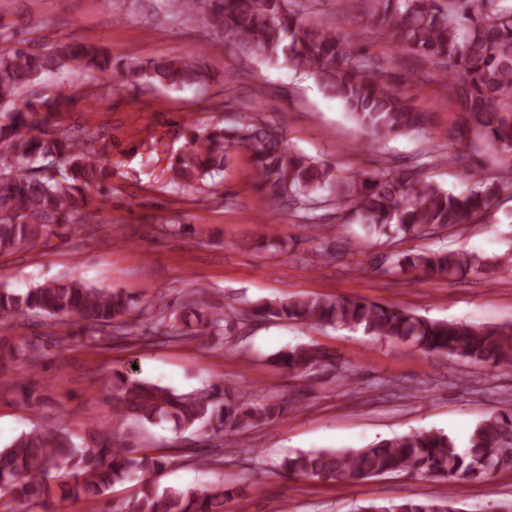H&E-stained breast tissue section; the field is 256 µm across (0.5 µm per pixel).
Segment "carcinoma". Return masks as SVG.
<instances>
[{"instance_id":"carcinoma-1","label":"carcinoma","mask_w":512,"mask_h":512,"mask_svg":"<svg viewBox=\"0 0 512 512\" xmlns=\"http://www.w3.org/2000/svg\"><path fill=\"white\" fill-rule=\"evenodd\" d=\"M363 14L399 53L412 52L443 67L446 100L463 117L454 128L443 160L471 156L479 141L504 165L501 176L486 179L480 165L473 186L455 194L422 180L415 171L388 165L346 180L308 156L286 148L279 131L259 124L215 126L193 134L167 165L170 183L195 187L224 169L236 149L247 151L256 165L257 184L280 199L309 207L326 190L336 207L349 211L373 233L424 235L454 227L482 214L503 192L512 190V0H359ZM170 5L256 58L283 62L315 77L323 89L341 100L362 127L367 140L420 131L427 111L408 94L409 80L353 45L342 33L310 19L299 0H170ZM119 70L149 85H204L211 75L197 57L139 64L123 62ZM97 73L112 76V55L97 45L57 41L47 49L12 46L0 53V253L65 234L79 205H87L88 187L102 190L112 178L105 165L112 135L78 137L71 129L48 132L36 119L41 111L66 112L72 96L39 99L19 108L16 97L47 72ZM512 263L501 257L463 250L403 252L391 256L400 274L448 280ZM155 321L166 339L193 341L223 336L232 315L210 313L193 295L179 304L177 316L160 296ZM131 300L112 289L79 280H49L17 292L0 287V329L21 326L31 316L49 321V331L35 336L0 334V368L16 371L26 401L33 392L25 376L42 365L46 348L75 341L94 329L106 338L126 328ZM258 313L306 324L332 326L377 339L398 340L427 353H441L473 363L512 367V324L480 326L432 319L412 311L354 299L306 296L268 301ZM274 363L297 377L331 367L334 356L314 344L296 345L275 355ZM113 410L141 424L166 422L178 433L200 430L211 437L245 430L273 420L286 402L269 399L247 404L222 383L191 392L141 379L126 370L112 373ZM512 448V405L499 407L471 431L467 449L441 431L387 439L357 450L299 451L278 468L290 475L322 482L345 483L384 474L414 471L431 482L485 477ZM165 463L135 457L112 440L109 430L76 443L64 426L46 422L24 431L0 448V497L40 504L46 512H66L79 501H107L112 489L138 472ZM236 489L222 483L172 486L143 485L136 499L109 504L100 512H224ZM358 512H460L439 496H404L387 503L371 502Z\"/></svg>"}]
</instances>
